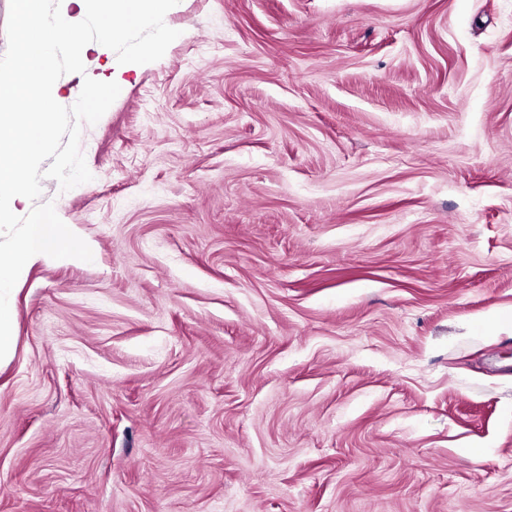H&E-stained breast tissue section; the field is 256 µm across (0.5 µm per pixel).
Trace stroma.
<instances>
[{
  "label": "stroma",
  "mask_w": 512,
  "mask_h": 512,
  "mask_svg": "<svg viewBox=\"0 0 512 512\" xmlns=\"http://www.w3.org/2000/svg\"><path fill=\"white\" fill-rule=\"evenodd\" d=\"M41 202L0 512H512V0H180Z\"/></svg>",
  "instance_id": "1"
}]
</instances>
